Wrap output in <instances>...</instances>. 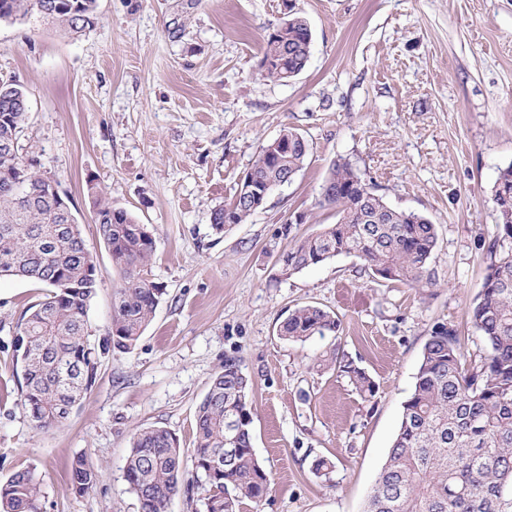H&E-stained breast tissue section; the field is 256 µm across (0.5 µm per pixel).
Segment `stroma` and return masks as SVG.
<instances>
[{"label": "stroma", "instance_id": "obj_1", "mask_svg": "<svg viewBox=\"0 0 512 512\" xmlns=\"http://www.w3.org/2000/svg\"><path fill=\"white\" fill-rule=\"evenodd\" d=\"M311 56L287 83L263 78L266 35L282 0H98L79 38L30 20L0 25V80L21 84L29 119L19 144L63 191L103 281L88 312L108 332L119 273L87 196L149 226L148 276L165 293L131 352L102 359L96 382L57 428L35 429L20 405L12 341L43 290L0 280V481L32 468L42 512H139L124 478L141 428L193 442L194 412L225 358L251 380L253 446L272 485L261 512H364L396 434L423 345L454 325L466 355L482 354L469 312L497 235L494 185L512 165V0H296ZM310 154L294 182L224 233L228 204L262 145L284 128ZM346 159L391 207L436 226L435 284L372 279L353 256L283 272L278 256L336 221L320 205L335 160ZM339 317L338 335L278 338L297 306ZM373 379L362 399L330 352ZM86 455L97 482H70ZM326 457L335 467L316 475ZM97 472L84 455L77 456L71 467V486L75 493L83 495L93 488Z\"/></svg>", "mask_w": 512, "mask_h": 512}]
</instances>
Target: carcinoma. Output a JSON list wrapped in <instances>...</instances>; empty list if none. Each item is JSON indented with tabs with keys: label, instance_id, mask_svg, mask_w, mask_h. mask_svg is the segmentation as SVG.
I'll return each mask as SVG.
<instances>
[{
	"label": "carcinoma",
	"instance_id": "1",
	"mask_svg": "<svg viewBox=\"0 0 512 512\" xmlns=\"http://www.w3.org/2000/svg\"><path fill=\"white\" fill-rule=\"evenodd\" d=\"M62 9L42 11L44 0H0V22L32 17L77 38L94 26L97 0H61ZM283 37L292 48L288 66L302 71L310 57L312 32L300 14L288 13ZM24 87L0 82V135H21L28 110L19 98ZM309 145L292 128L266 142L251 166L257 185L288 169L300 172ZM34 193L20 209L15 183ZM352 165L335 161L321 203L336 208V223L297 240L280 258L288 273L340 255L363 262L364 271L412 288L434 284L430 260L436 227L413 211L389 207L373 195ZM50 190L34 161L22 154L0 155V278L17 277L48 289L17 325L15 361L23 384L20 403L33 426L48 431L62 425L95 382L100 358L127 353L152 319L165 289L147 277L154 237L127 210L112 207L96 187L88 196L93 223L120 281L112 297V322L98 344L89 341L88 311L102 280L77 226L65 227L47 202ZM499 233L489 244L481 290L471 322L485 354L469 359L458 330L437 323L426 339L412 392L367 503L366 512H512V165L494 186ZM256 210L232 201L212 213V229L225 231L224 216L242 224ZM341 320L317 305H301L280 323L277 335L293 343L338 333ZM339 368L356 392L372 398L376 385L352 360ZM251 382L240 357H227L196 407L192 468L178 439L164 427L150 426L130 439L124 478L140 512H168L184 486L205 493V512L259 509L271 479L253 448L249 405ZM235 423L239 452L224 457L229 423ZM97 472L87 457L75 458L71 486L83 495ZM42 483L32 469L0 481V512H41Z\"/></svg>",
	"mask_w": 512,
	"mask_h": 512
}]
</instances>
